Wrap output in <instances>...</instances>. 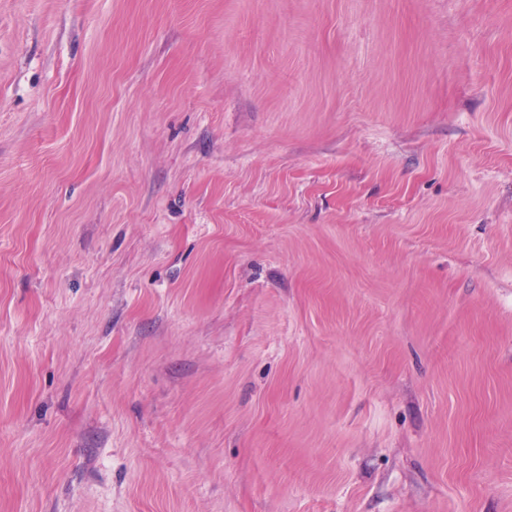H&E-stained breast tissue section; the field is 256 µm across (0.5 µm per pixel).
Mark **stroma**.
Returning a JSON list of instances; mask_svg holds the SVG:
<instances>
[{
    "label": "stroma",
    "instance_id": "stroma-1",
    "mask_svg": "<svg viewBox=\"0 0 512 512\" xmlns=\"http://www.w3.org/2000/svg\"><path fill=\"white\" fill-rule=\"evenodd\" d=\"M0 512H512V0H0Z\"/></svg>",
    "mask_w": 512,
    "mask_h": 512
}]
</instances>
